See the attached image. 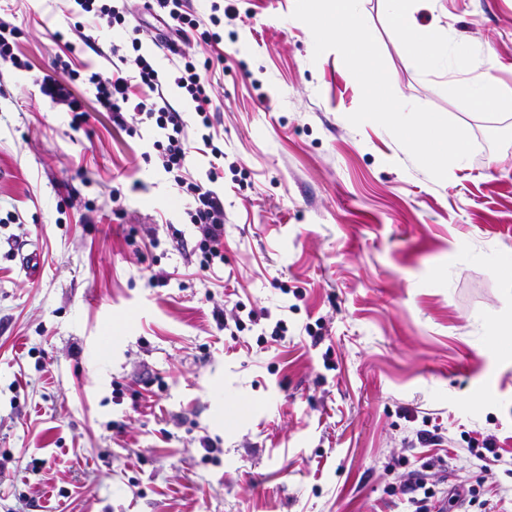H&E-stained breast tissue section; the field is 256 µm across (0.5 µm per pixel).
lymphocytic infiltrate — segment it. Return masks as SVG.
<instances>
[{
    "label": "lymphocytic infiltrate",
    "instance_id": "lymphocytic-infiltrate-1",
    "mask_svg": "<svg viewBox=\"0 0 512 512\" xmlns=\"http://www.w3.org/2000/svg\"><path fill=\"white\" fill-rule=\"evenodd\" d=\"M77 20L73 31L86 45H93L96 32L124 25L123 11L113 5L112 0H74ZM155 4L169 20L168 29L173 39L182 42L201 41L210 46L220 45L222 37L217 28L222 19L221 6L213 0L208 20H201L188 9L187 0H155ZM141 40L132 37L130 42H110L104 56L113 61L115 67L110 77L98 72L81 75L71 62L60 61L62 79L46 78L40 85L42 93L51 100L67 103L74 113L75 121H83L84 113L77 100L71 99L65 80L86 78L94 86L96 101L102 111L122 112L132 108L142 119L164 130L166 142L159 145L157 159L163 170L171 174L174 182L189 194L195 203L190 213L191 221L197 227L200 238L195 245L201 271L211 270L217 262L223 261L221 240L224 236V202L211 190L210 185L219 177L218 167H210L206 181H197L187 167V135L179 112L164 94L163 86L151 61L141 55ZM175 85L184 90L195 104L203 132L200 136L204 149L218 160L223 150L215 145L211 131L209 83L191 57H183L176 66Z\"/></svg>",
    "mask_w": 512,
    "mask_h": 512
}]
</instances>
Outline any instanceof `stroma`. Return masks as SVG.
Masks as SVG:
<instances>
[{
    "mask_svg": "<svg viewBox=\"0 0 512 512\" xmlns=\"http://www.w3.org/2000/svg\"><path fill=\"white\" fill-rule=\"evenodd\" d=\"M145 2L127 20L165 78L180 53ZM359 4L400 99L465 125L473 154L432 179L348 122L361 89L336 51L314 57L295 0H224L223 64L184 50L213 62L224 140V262L203 277L159 131L128 135L79 82L73 126L40 90L65 0H8L23 65L0 63V512H403L420 469L454 492L447 512H480L470 483L512 512V116L443 88L492 50L512 89V0H423L418 24L468 58L429 71L388 0ZM489 434L504 462L485 470L469 444Z\"/></svg>",
    "mask_w": 512,
    "mask_h": 512,
    "instance_id": "35a3bbf8",
    "label": "stroma"
}]
</instances>
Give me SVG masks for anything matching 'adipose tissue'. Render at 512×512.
Instances as JSON below:
<instances>
[{"mask_svg":"<svg viewBox=\"0 0 512 512\" xmlns=\"http://www.w3.org/2000/svg\"><path fill=\"white\" fill-rule=\"evenodd\" d=\"M394 24L400 34V45L416 68L424 69L434 65L448 46V33L440 27L419 29L409 0H393ZM498 61L495 54L486 57V70L481 81L473 86L448 83L447 90L452 96L469 97L476 108H493L504 113L512 112V90L503 89L492 75Z\"/></svg>","mask_w":512,"mask_h":512,"instance_id":"ef3b65f1","label":"adipose tissue"}]
</instances>
